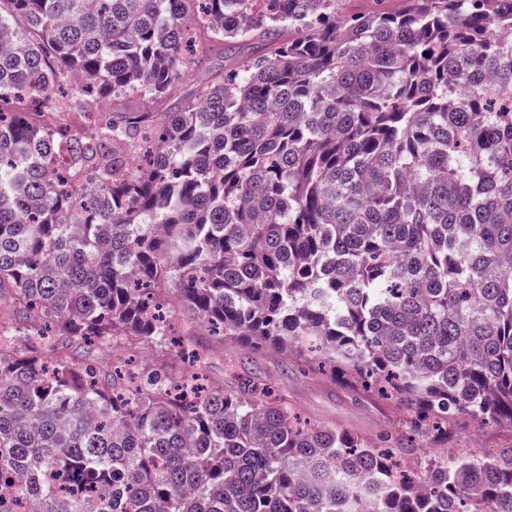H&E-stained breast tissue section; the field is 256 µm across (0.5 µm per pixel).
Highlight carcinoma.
Returning <instances> with one entry per match:
<instances>
[{
  "mask_svg": "<svg viewBox=\"0 0 512 512\" xmlns=\"http://www.w3.org/2000/svg\"><path fill=\"white\" fill-rule=\"evenodd\" d=\"M342 2L0 0V512H512V449L406 460L512 425V0ZM173 302L402 426L79 353ZM257 48L256 45L238 43L231 47H224L219 50L216 55L205 58L202 63L196 68L194 75L190 80L181 84L176 97L165 104H142L144 111L153 112V119L159 121L163 117V112L173 109L179 99L194 91L195 86L201 81H207L213 78L216 73L220 72L224 67H237L241 66L249 57H251Z\"/></svg>",
  "mask_w": 512,
  "mask_h": 512,
  "instance_id": "obj_1",
  "label": "carcinoma"
}]
</instances>
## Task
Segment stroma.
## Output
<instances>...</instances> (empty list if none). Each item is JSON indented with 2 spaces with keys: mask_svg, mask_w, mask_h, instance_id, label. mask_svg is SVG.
<instances>
[{
  "mask_svg": "<svg viewBox=\"0 0 512 512\" xmlns=\"http://www.w3.org/2000/svg\"><path fill=\"white\" fill-rule=\"evenodd\" d=\"M256 51L254 45L238 43L205 58L180 94L193 92L196 84L213 78L222 68L242 65ZM171 324L178 340L200 354L198 367L209 385L232 387L234 373L257 377L282 391L303 419L314 424L342 426L370 438L393 431L400 415L396 407L375 395L353 390L340 381L301 369L267 352H249L210 335L182 311H175Z\"/></svg>",
  "mask_w": 512,
  "mask_h": 512,
  "instance_id": "1",
  "label": "stroma"
}]
</instances>
